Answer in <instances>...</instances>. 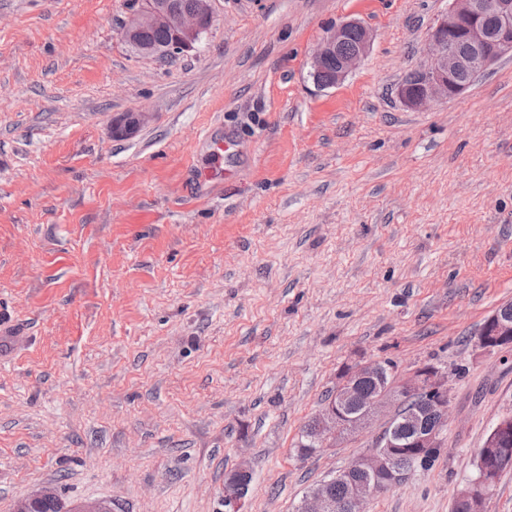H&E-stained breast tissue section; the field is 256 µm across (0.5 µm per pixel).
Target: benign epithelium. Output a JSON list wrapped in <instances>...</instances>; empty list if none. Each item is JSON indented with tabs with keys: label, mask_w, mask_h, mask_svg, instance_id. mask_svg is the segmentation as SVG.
<instances>
[{
	"label": "benign epithelium",
	"mask_w": 512,
	"mask_h": 512,
	"mask_svg": "<svg viewBox=\"0 0 512 512\" xmlns=\"http://www.w3.org/2000/svg\"><path fill=\"white\" fill-rule=\"evenodd\" d=\"M212 0H150L138 8L123 31L124 40L146 56L181 54L193 48L213 21ZM164 28L171 42L160 49L139 41L150 29ZM355 46L345 50L350 36ZM372 31L356 20L329 28L311 58L312 78L332 66L331 85L342 83L367 56ZM429 57L411 71L409 80L399 85L400 102L420 109L440 99H453L465 93L475 79L506 54H512V0H449L447 11L438 19L429 40ZM141 123V113L126 112L112 119V136L127 138ZM483 349H512V304L497 308L484 322L477 338ZM393 373L386 362L373 360L346 366L334 396L323 404L311 432L314 447H332L336 441L367 427L375 414L395 404L398 399H413L416 405L408 413L412 429L401 438L394 433L378 436L366 453L355 461L368 478L351 485L347 500L340 502L328 491V484L311 488L304 496L300 512H362L363 504L378 492L403 483L411 471L400 468L397 460L412 457L428 460L442 451L444 427L448 424L450 387L448 371L433 365L419 366L409 376L397 381L394 391L382 389L358 413L349 408L351 398L363 379L383 382ZM490 438L495 448L512 444V415L502 417L492 428ZM512 463L508 455L485 457L481 470L469 482V497L474 512H484L495 488L493 473ZM252 475L247 463L239 464L235 475L224 481V512H244L246 498L243 481ZM58 500L52 484L38 487L17 501L14 512H37L46 502Z\"/></svg>",
	"instance_id": "1"
}]
</instances>
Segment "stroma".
<instances>
[{"label": "stroma", "instance_id": "35a3bbf8", "mask_svg": "<svg viewBox=\"0 0 512 512\" xmlns=\"http://www.w3.org/2000/svg\"><path fill=\"white\" fill-rule=\"evenodd\" d=\"M136 2L0 0V512L43 484L224 512L243 461L245 512H297L391 418L297 452L372 360L445 367L452 393L433 465L364 512H452L512 414V350L477 345L512 301V55L415 110L397 88L448 0H213L166 61L124 41ZM350 19L370 50L318 87ZM352 35L356 38L355 46L346 51L345 44ZM372 39V31L356 20L329 28L312 55L310 75L316 80L327 66L332 65V80L330 72L325 71L320 75L319 82L327 85L331 81L329 86L339 85L367 56ZM141 123V113L126 112L112 119V136L115 138H127L131 136ZM235 473V476L224 481L223 501L225 512H244L246 493L243 479L247 481L252 475V468L247 463H241L236 467ZM251 482L252 476L247 481V492Z\"/></svg>", "mask_w": 512, "mask_h": 512}]
</instances>
